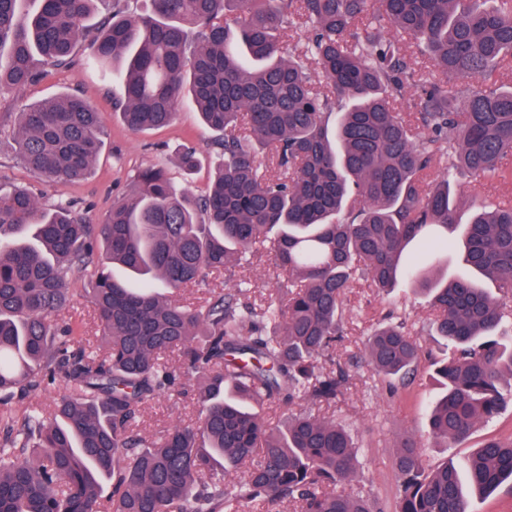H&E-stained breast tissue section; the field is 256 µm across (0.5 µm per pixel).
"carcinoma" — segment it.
I'll return each instance as SVG.
<instances>
[{
    "instance_id": "carcinoma-1",
    "label": "carcinoma",
    "mask_w": 512,
    "mask_h": 512,
    "mask_svg": "<svg viewBox=\"0 0 512 512\" xmlns=\"http://www.w3.org/2000/svg\"><path fill=\"white\" fill-rule=\"evenodd\" d=\"M37 2L22 22V0H0V90L34 82L38 60L68 66L82 43L86 62L123 85L128 129L167 126L189 103L216 134L218 164L192 200L166 169L138 170L101 224L0 191V512H101L104 479L112 512H275L285 500L298 512H382L345 491L357 476L345 428L307 409L276 428L264 410L336 401L344 374L317 361L333 356L345 297L362 282L419 284L436 335L453 344L434 363L436 443L467 441L512 401V201L468 200L465 264L501 295L433 278L457 227L455 173L512 178V87L495 80L512 70V0H151L149 13L114 12L94 32L86 22L107 0ZM298 21L306 42L285 55ZM410 88L417 112L405 116L394 104ZM103 136L93 105L63 93L19 113L17 156L66 184L89 173ZM99 243L139 286L100 263ZM260 254L288 275L264 303L248 302L247 282L172 299ZM76 277L91 282L96 342L57 322ZM421 355L388 320L361 351L401 384ZM58 380L70 394L53 413L27 404ZM185 385L197 387L199 420L145 435L146 406ZM218 457L243 479H206ZM395 466L396 512H470L471 493L512 482V441L431 467L407 439Z\"/></svg>"
}]
</instances>
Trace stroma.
<instances>
[{
    "label": "stroma",
    "mask_w": 512,
    "mask_h": 512,
    "mask_svg": "<svg viewBox=\"0 0 512 512\" xmlns=\"http://www.w3.org/2000/svg\"><path fill=\"white\" fill-rule=\"evenodd\" d=\"M70 91L85 97L99 112L105 136L90 176L61 186L44 182L20 163L15 131L18 114L25 105ZM120 95L119 83L105 80L100 68L86 64L80 57L70 67L40 75L24 89L0 91V187L28 189L48 205L75 203L78 211L94 224L102 223L113 202L129 194L134 174L147 166L165 167L177 189L200 194L213 172L209 154L213 133L201 124L197 112L182 107L171 125L136 134L113 113ZM188 145L196 146L198 158L196 167L190 170L178 163L183 147ZM242 279L250 282V296L256 301L265 299L279 285L272 264L264 260L209 278L205 284L186 290L184 298L196 301ZM390 312L433 356L444 353V341L432 330L428 299L414 285L400 286L388 295L367 288L352 289L346 301L345 335L336 350V361L345 369L348 381L335 403L319 409L320 415L348 428L358 445V479L351 485V492L370 496L384 512H394L399 481L395 458L405 439L419 441L426 461L432 465L463 458L487 439L512 440L510 403L497 417L479 424L467 443L454 447L434 444L429 436L427 406L437 393V385L428 363H420L406 385L394 386L359 359L372 324ZM198 410L194 393L163 395L148 406L140 427L145 434L158 435L196 420Z\"/></svg>",
    "instance_id": "obj_1"
}]
</instances>
